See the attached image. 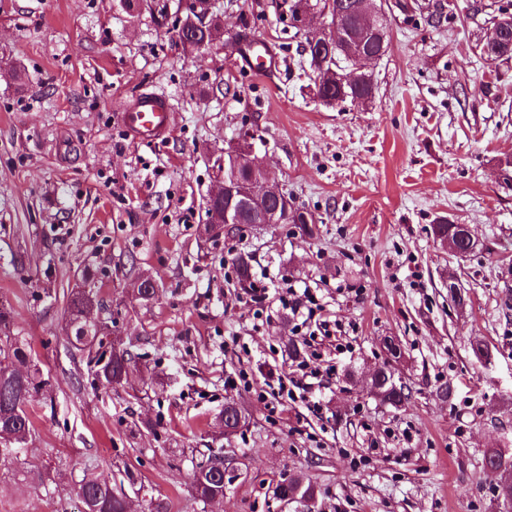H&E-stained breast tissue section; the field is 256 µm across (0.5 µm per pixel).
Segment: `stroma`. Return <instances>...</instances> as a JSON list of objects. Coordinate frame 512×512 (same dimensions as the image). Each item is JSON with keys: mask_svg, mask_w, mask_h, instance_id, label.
<instances>
[{"mask_svg": "<svg viewBox=\"0 0 512 512\" xmlns=\"http://www.w3.org/2000/svg\"><path fill=\"white\" fill-rule=\"evenodd\" d=\"M454 2L437 30L388 14L374 99L331 107L313 96L304 34L271 0H218L223 40L199 56L175 44L171 19L120 0H0V303L51 385L31 401L27 442L0 444V512H79L83 475L127 470L132 512L156 499L170 512H280L272 490L289 476L314 485L319 512H512L484 469L489 452L512 457V190L498 172L512 156V62L476 53L491 0ZM247 39L268 44L274 73L243 64ZM140 92L168 100L166 139L125 132L121 109ZM241 142L310 232L202 236L217 159ZM441 223L469 225L477 250L440 245ZM241 252L253 275L311 288L342 331L321 349L333 371L320 411L255 394L293 374L289 344L310 349L243 294ZM143 274L160 284L146 306L131 298ZM451 275L464 305L448 297ZM82 284L138 359L121 384L95 383L67 343L65 296ZM386 336L404 350L399 409L369 388ZM444 383L452 399L437 396ZM229 398L246 423L227 436ZM208 449L249 468L219 504L190 490Z\"/></svg>", "mask_w": 512, "mask_h": 512, "instance_id": "1", "label": "stroma"}]
</instances>
